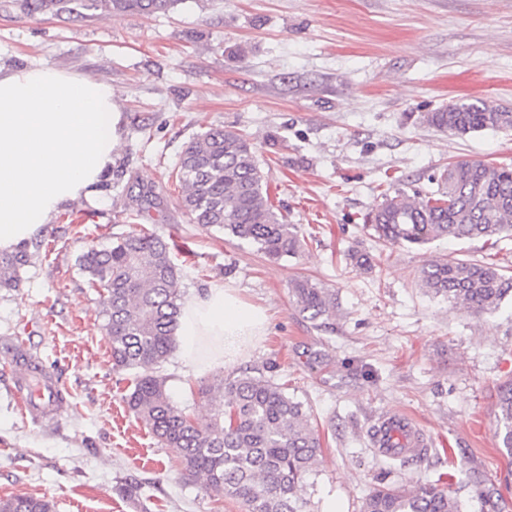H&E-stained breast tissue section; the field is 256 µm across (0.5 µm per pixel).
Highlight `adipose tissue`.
<instances>
[{
    "instance_id": "1",
    "label": "adipose tissue",
    "mask_w": 512,
    "mask_h": 512,
    "mask_svg": "<svg viewBox=\"0 0 512 512\" xmlns=\"http://www.w3.org/2000/svg\"><path fill=\"white\" fill-rule=\"evenodd\" d=\"M121 115L111 85L49 66L0 68V252L30 240L112 167ZM262 307L212 283L184 300L176 333L193 375L233 365L262 336Z\"/></svg>"
}]
</instances>
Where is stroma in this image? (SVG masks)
I'll return each instance as SVG.
<instances>
[{
    "mask_svg": "<svg viewBox=\"0 0 512 512\" xmlns=\"http://www.w3.org/2000/svg\"><path fill=\"white\" fill-rule=\"evenodd\" d=\"M45 64L108 83L122 114L112 172L94 201L66 206L28 242L14 288H0V499L52 500L54 512H244L183 478L176 449L129 410L134 371L112 367L99 320L106 293L78 259L144 229L182 248V297L216 280L266 308V334L234 366L185 375L179 353L156 366L168 394L197 419L200 386L245 371L268 375L313 416L319 471L304 512H361L383 479L371 430L393 413L427 442L390 484L439 483L463 512H512V460L496 445L497 388L512 380V304L476 315L424 293L434 259L494 257L512 271V242L393 246L366 219L390 185L431 189L446 164L512 166V130L438 131L425 113L481 97L512 112V0H179L166 13L31 16L0 0V66ZM244 135L275 207L302 239L270 260L255 245L194 224L175 166L210 127ZM149 191L138 210L131 193ZM82 213L93 222L75 223ZM366 254L357 267L352 252ZM310 277L334 296L325 323L299 312L290 285ZM18 345L65 396L54 422L17 398L7 349ZM136 480L137 497L120 487Z\"/></svg>",
    "mask_w": 512,
    "mask_h": 512,
    "instance_id": "obj_1",
    "label": "stroma"
}]
</instances>
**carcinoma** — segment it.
<instances>
[{"label":"carcinoma","instance_id":"1","mask_svg":"<svg viewBox=\"0 0 512 512\" xmlns=\"http://www.w3.org/2000/svg\"><path fill=\"white\" fill-rule=\"evenodd\" d=\"M179 0H24L29 15L44 12L103 18L137 11L166 12ZM426 121L451 134L512 128V112L484 98L463 99ZM182 201L193 223L228 233L280 260L298 255L302 242L269 201L264 176L249 141L240 133L212 128L187 143L176 169ZM436 190L391 188L369 223L383 241L423 246L442 239L483 238L496 246L512 240V167L456 161L433 177ZM30 262L26 247L0 253V286L16 287ZM93 288L108 295L102 311L115 369L141 370L126 396L130 411L168 448L179 451L184 478L209 493L242 503L246 512H304L301 490L316 471L321 443L304 405L264 375L222 377L200 388L212 396L214 416L198 421L173 404L165 379L153 375L175 347L180 315V268L163 238L142 231L118 236L79 258ZM426 292L478 314H491L512 300V274L496 263L435 260L417 276ZM300 312L313 322L334 309L328 291L300 278L291 285ZM15 365L42 372L39 361L18 346L8 349ZM498 447L512 459V380L497 390ZM0 512H54L46 498L15 495L0 499ZM362 512H462L456 497L436 486L415 492L393 485L375 488Z\"/></svg>","mask_w":512,"mask_h":512}]
</instances>
